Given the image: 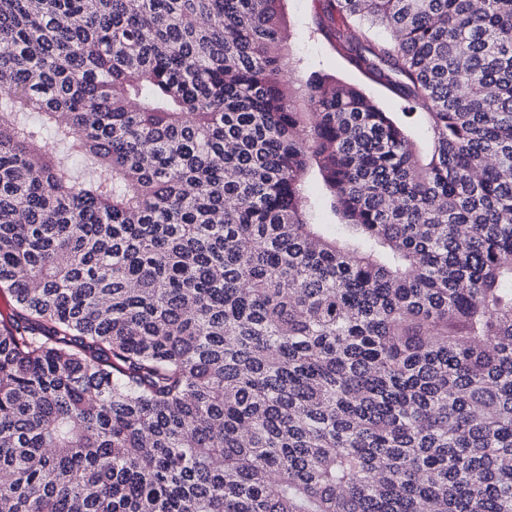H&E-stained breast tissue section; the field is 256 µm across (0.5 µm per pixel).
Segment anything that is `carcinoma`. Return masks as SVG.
Listing matches in <instances>:
<instances>
[{
    "mask_svg": "<svg viewBox=\"0 0 512 512\" xmlns=\"http://www.w3.org/2000/svg\"><path fill=\"white\" fill-rule=\"evenodd\" d=\"M283 2L0 0V512H512V0ZM322 0H285L283 10L292 58L290 80L305 85L315 74L333 75L343 82L360 86L386 112H403V102L386 88L350 66L317 26ZM308 189L310 194L319 201L312 213L311 222L315 224H336L339 222L338 216L333 212L329 204L321 200L324 194V187L317 178L309 181Z\"/></svg>",
    "mask_w": 512,
    "mask_h": 512,
    "instance_id": "carcinoma-1",
    "label": "carcinoma"
}]
</instances>
